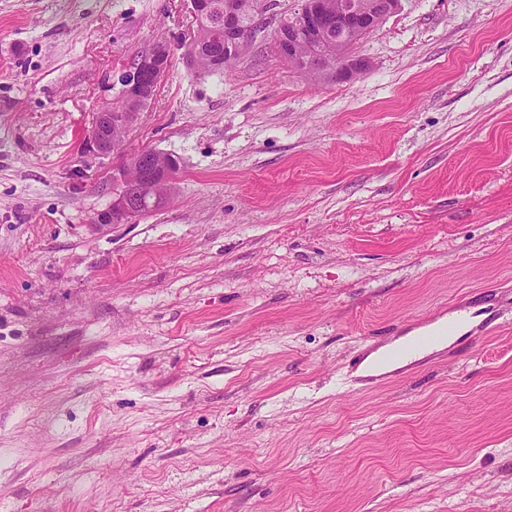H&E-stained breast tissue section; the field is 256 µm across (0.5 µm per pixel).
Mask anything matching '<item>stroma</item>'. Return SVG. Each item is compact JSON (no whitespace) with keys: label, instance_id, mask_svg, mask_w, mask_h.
Wrapping results in <instances>:
<instances>
[{"label":"stroma","instance_id":"1","mask_svg":"<svg viewBox=\"0 0 512 512\" xmlns=\"http://www.w3.org/2000/svg\"><path fill=\"white\" fill-rule=\"evenodd\" d=\"M194 28L189 0H0V512H512V0H401L316 85L266 32L198 75ZM143 149L167 200L96 223ZM481 305L456 356L344 385ZM131 61L118 77L122 86L121 94L127 96L131 104L147 105L167 71L169 58L165 54L148 50ZM129 108L131 106L122 98L112 106V109L105 106L96 113L90 139V146L94 153L105 157L119 148L124 135L130 131L140 114V112H128ZM112 112L118 113L115 115ZM473 311H474L473 309L472 310H468V311L463 310L462 312L455 311L453 313L448 314V316H443V317L437 319L435 322H432L431 324H429L427 326H423L421 328H418V329L408 333L405 336H401V337L397 338L396 340H394L393 342L387 343L385 346L379 348L376 352H374L371 355H369V357L366 360L365 364L366 363H373V362L379 361L380 359H382L383 354L387 350L393 348L394 346L402 344V343L409 342L410 340L413 339L414 336L422 335L425 332H427L428 330L435 329L436 327H438V326L448 322V320L455 319L460 314H462V315H465L466 319L463 322H461L460 327H459V329H458V331L456 333V335H460V334L466 332L467 330H469L470 327L475 322V320L477 319V318L471 316V313Z\"/></svg>","mask_w":512,"mask_h":512}]
</instances>
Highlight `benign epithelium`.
Returning a JSON list of instances; mask_svg holds the SVG:
<instances>
[{"instance_id":"1","label":"benign epithelium","mask_w":512,"mask_h":512,"mask_svg":"<svg viewBox=\"0 0 512 512\" xmlns=\"http://www.w3.org/2000/svg\"><path fill=\"white\" fill-rule=\"evenodd\" d=\"M398 4L399 0H334L326 9L318 0H301L300 8L288 17V26L277 23L273 47L301 74L310 73L323 81L351 80L364 70V62L352 55V46L393 14ZM224 40L242 57L251 50L255 37L242 31L239 14L231 12L224 14ZM168 62L167 55L157 51L142 53L120 73L121 94L133 104L150 103ZM137 118L136 112L114 114L107 106L101 108L90 139L93 152L102 157L114 153ZM175 167L172 157L151 151L122 169L119 176L124 191L115 196L108 210L97 215L96 222L133 219L163 204Z\"/></svg>"}]
</instances>
